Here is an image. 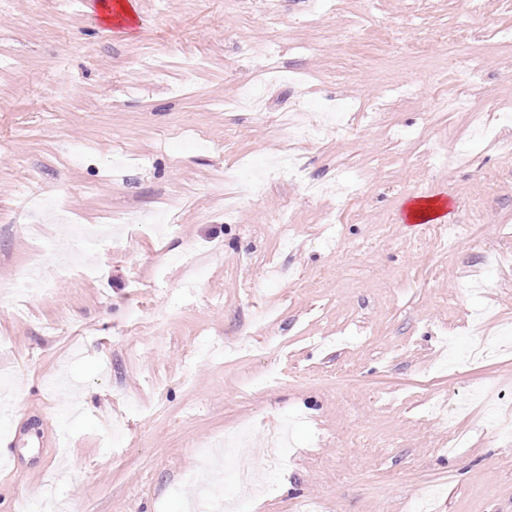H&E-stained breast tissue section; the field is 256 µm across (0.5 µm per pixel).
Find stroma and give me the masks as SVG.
Returning <instances> with one entry per match:
<instances>
[{
  "label": "stroma",
  "instance_id": "stroma-1",
  "mask_svg": "<svg viewBox=\"0 0 512 512\" xmlns=\"http://www.w3.org/2000/svg\"><path fill=\"white\" fill-rule=\"evenodd\" d=\"M87 3L0 0V512H189L205 453L280 428L231 512H512V0H139L128 37ZM434 198L445 241L405 217Z\"/></svg>",
  "mask_w": 512,
  "mask_h": 512
}]
</instances>
